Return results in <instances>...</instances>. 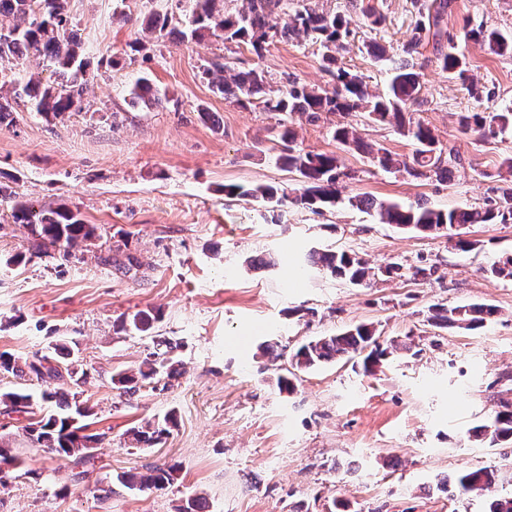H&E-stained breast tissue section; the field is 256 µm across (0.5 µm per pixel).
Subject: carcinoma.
Returning <instances> with one entry per match:
<instances>
[{
  "label": "carcinoma",
  "mask_w": 512,
  "mask_h": 512,
  "mask_svg": "<svg viewBox=\"0 0 512 512\" xmlns=\"http://www.w3.org/2000/svg\"><path fill=\"white\" fill-rule=\"evenodd\" d=\"M221 0H195V8L188 18L190 36L197 38L203 32H220L224 41L245 45L260 57L266 44L304 35L320 42L322 60L331 75L332 87L288 82L276 91L268 89L266 72L259 66L235 70L226 63L214 61L204 74L212 78L216 90L236 104L245 107L257 105L265 112L294 113L307 116L308 121L318 122L324 114L349 115L364 112L377 124L389 126L399 135L410 139L415 149L410 156L399 155L366 141L349 123H338L333 138L350 151L367 155L378 168L414 178L449 179L459 165L460 156L453 148L443 149L434 130L422 121L409 116L411 108L419 101L423 84L420 73L414 71L410 56L427 32L437 45V63L448 74L467 86L470 95L483 97L484 90L470 76L466 57L454 49L446 48L445 19L450 0H431L425 5L414 33L404 46L405 57L394 61L390 70L387 90L383 94L371 92L359 74L343 67L336 69L338 55L347 51L350 29L344 16L335 12L319 11L305 6L288 13V0H242V9L234 16H224ZM0 17H13L16 23L0 25V63L11 64L35 54L62 70L74 71L72 79L54 86L36 79H28L21 90L14 91V102L42 115L61 116L81 108L85 92L82 75L88 67L79 54L80 43L74 33L67 12V0H0ZM467 37L487 48L495 55L512 54V37L504 36L495 28L480 25L467 32ZM132 94L145 105H157L162 99L153 93L149 81L139 79ZM459 125L466 134L481 139L495 137L512 129V107L487 108L480 112H466L459 117ZM295 134L287 129L280 135L282 147L277 162L297 175L293 187L258 184L250 188L229 184L224 194L239 198H252L272 205L287 201L300 203L316 211L333 208L342 202L340 179L349 177L342 169L340 158L333 153L306 151L294 146ZM508 175V184L499 188V195L480 208L456 207L437 209L424 200L403 205L394 201L377 200L369 196L348 198L350 207L374 211L381 224L419 233H436L453 239L457 229L467 224H512V158L504 159L497 176ZM0 197L13 200L10 217L15 224L27 226L34 236L31 250L34 254L46 253L51 246L65 256L96 237V227L84 223L66 207L37 209L14 192L0 186ZM309 262L330 276L352 285L369 286L381 277H403L404 265L392 263L378 270L354 251L313 250ZM486 272L495 278L512 280V256H500ZM427 322L440 329L471 330L483 327L498 314L489 304L473 303L455 307L436 305ZM158 319L151 311H139L121 319L118 330L133 329L148 333ZM72 341L63 339L53 347L54 355L38 356L31 361H19L8 352L0 353V374L23 379L33 375L44 385L40 400L54 411L24 427L31 442L42 448L46 458L73 459L75 465L90 462L91 451L98 436L87 434L83 421L92 416V408L83 399L81 385L86 383L88 370L82 367L71 347ZM176 349L167 339L156 340L155 350L146 354L139 365L112 378L123 394L133 396L142 387L164 372L175 376L171 354ZM411 346L395 340L383 345L379 342L373 325L360 323L336 334L322 336L301 345L292 357L298 369H310L332 362L343 356L362 358L363 371L374 374L384 366L388 356L398 351H410ZM33 397L23 388L0 391V414L28 412ZM173 416L164 422H146L129 430L135 448L162 443L169 434ZM472 437L492 445L512 441V402L502 403V410L494 420L472 431ZM17 458L12 450L0 444V492L5 491L13 478ZM177 469L154 468L145 473H125L119 482L129 490L163 489L173 483ZM458 485L466 491H488L496 482L494 472L487 469L465 471L457 477Z\"/></svg>",
  "instance_id": "1"
}]
</instances>
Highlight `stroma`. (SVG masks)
Masks as SVG:
<instances>
[{
  "instance_id": "1",
  "label": "stroma",
  "mask_w": 512,
  "mask_h": 512,
  "mask_svg": "<svg viewBox=\"0 0 512 512\" xmlns=\"http://www.w3.org/2000/svg\"><path fill=\"white\" fill-rule=\"evenodd\" d=\"M425 0H290L343 14L352 34L341 65L384 90L390 59L402 57ZM192 0H67L81 50L90 62L82 108L59 117L19 110L0 123V183L36 206H64L97 235L69 258L28 256L32 236L0 202V352L23 360L48 355L60 339L79 342L90 371L84 397L89 431L101 435L95 465L78 478L71 459H46L28 440L31 414L0 415V440L23 474L0 494V512H176L192 494L209 512H486L489 497H512V443L489 446L470 430L512 402V280L486 272L512 254V224H470L461 251L446 237L403 232L339 205L316 213L292 203L269 209L227 197L228 184L293 183L273 145L289 124L300 148L339 156L344 193L449 209L484 205L512 155V131L480 139L461 133V113L512 103V54L498 56L466 38L484 24L512 33V0H452L446 30L470 74L490 91L475 99L441 70L431 43L414 55L424 84L414 119L429 125L462 164L447 181L387 173L332 137L340 115L307 122L241 107L214 91L202 70L225 60L260 66L272 86L297 80L327 85L321 48L300 37L273 41L263 58L212 33L177 41L148 34L151 16L182 29ZM381 15L366 23L363 7ZM376 41L389 60L367 51ZM149 78L167 98L160 107L132 104L130 90ZM358 252L373 266L393 261L436 266L431 280L405 276L370 287L318 272L298 277L314 247ZM24 262H16L17 254ZM134 256L124 273L112 255ZM273 255L275 266L248 268ZM495 305L497 318L464 331L430 326V307ZM294 308L304 317L291 316ZM158 313L152 334L119 333V318ZM382 339L411 343L381 372L356 361L301 370L279 390L294 349L358 323ZM176 344L175 377L159 374L132 397L113 375L135 367L154 337ZM279 344L262 357L259 344ZM175 416L165 443L129 446L127 432ZM177 466L173 484L139 492L117 483L122 472ZM498 474L491 492L459 493L463 471ZM112 492H97L102 482Z\"/></svg>"
}]
</instances>
